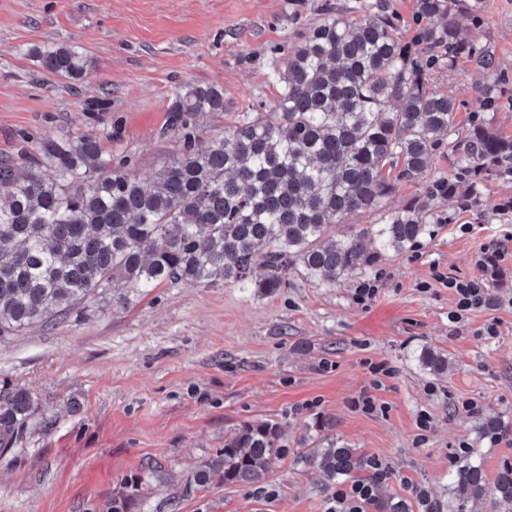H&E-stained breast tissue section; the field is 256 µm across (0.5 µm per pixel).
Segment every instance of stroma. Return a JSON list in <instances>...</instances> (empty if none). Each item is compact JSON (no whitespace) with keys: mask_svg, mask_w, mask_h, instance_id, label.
<instances>
[{"mask_svg":"<svg viewBox=\"0 0 512 512\" xmlns=\"http://www.w3.org/2000/svg\"><path fill=\"white\" fill-rule=\"evenodd\" d=\"M356 0H0V162L46 135L104 134L113 159L150 175L176 152L169 107L186 86L224 91V109L197 120L201 142L236 112L273 101L274 50ZM458 16L491 50L503 80L497 111H482L484 74L468 57L434 69L435 90L457 102L460 134L490 124L512 136V0H478ZM81 47L94 62L83 81L49 76L33 49ZM103 107H96V100ZM512 237V173L483 181L476 206L438 201L417 244L325 288L290 272L265 293L236 285L158 287L139 304L96 309L0 343V384L31 391L54 430L37 422L0 451V512H329L337 483L309 466L329 419L340 442L381 464L386 479L367 512L405 501L441 512L448 472L478 449L488 478L512 465V262L478 269L480 247ZM483 277L501 305L449 320L453 292L441 275ZM369 282L376 297L361 302ZM496 324L498 335L486 333ZM446 352L444 374L425 372L423 349ZM377 408L355 407L360 396ZM475 402L466 411L464 402ZM496 419V434L477 424ZM275 421L281 452L264 483L232 486L195 472L225 434Z\"/></svg>","mask_w":512,"mask_h":512,"instance_id":"35a3bbf8","label":"stroma"}]
</instances>
